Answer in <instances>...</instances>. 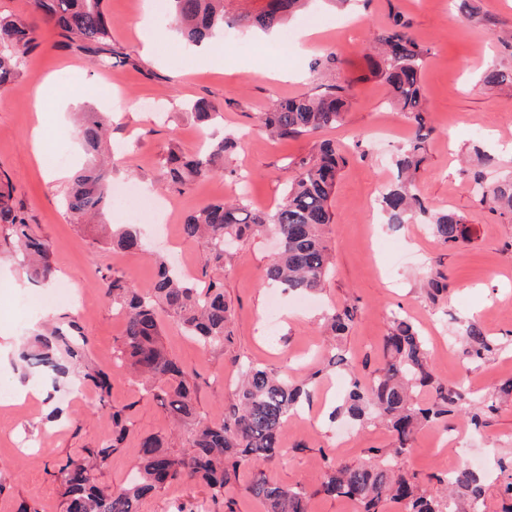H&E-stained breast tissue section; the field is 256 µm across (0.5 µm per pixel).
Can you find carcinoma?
Masks as SVG:
<instances>
[{"mask_svg":"<svg viewBox=\"0 0 512 512\" xmlns=\"http://www.w3.org/2000/svg\"><path fill=\"white\" fill-rule=\"evenodd\" d=\"M170 23L188 43L198 46L231 29L271 31L305 8L309 0H267L258 10L236 6L237 0H169ZM33 11L57 30L63 47L90 58L102 68L125 63L128 54L112 43V21L104 0H31ZM410 24L399 14L374 38L378 54L373 58L376 74L389 88L394 110L410 119L415 127L409 143L394 160L396 175L381 192L378 202L385 222L406 224L419 217L435 237L446 245L470 240V228L452 213H437L414 192L413 174L423 161L424 143L432 132L421 94L423 64L431 49L409 32ZM39 46L36 27L27 20L0 14V89H5L20 73L22 59ZM483 82L490 87L512 84V71L490 67ZM349 84L326 85L317 94H305L274 102L261 116L265 131L277 140H288L334 128L342 120L348 103ZM199 121L213 120L219 107L201 99L194 105ZM108 122L96 112L84 114L77 133L91 156L88 167L78 173L66 197L68 213L76 221L106 216L112 205V178L99 161ZM234 146L229 137L213 140L196 155L174 151L167 158L171 186L181 190L199 176L223 174L224 155ZM343 157L330 141L294 162V171L283 201L272 211L249 207L239 197L231 202L211 203L191 213L181 232L185 241L201 246L205 267L221 271L228 241L271 232L281 240V248L262 271V280L288 292L312 293L321 290L333 266L325 245L324 232L333 223L330 198L335 190ZM480 203L492 212L512 214V178L488 183L484 173L472 175ZM29 222L14 200L10 176L0 172V227L10 231L28 259V271L36 278L51 276L49 247L27 232ZM109 243L127 252H145L146 244L133 224L111 228ZM156 279L147 291L136 288L125 277H105V297L124 315V331L116 359L127 362L145 378V390L160 402L170 417L188 427L180 448L170 446L165 437L149 435L138 449V477L118 489L102 486L99 473L106 466L127 433V408L111 405L112 383L107 374L94 372L86 379L95 389L102 409L112 410V446L86 448L77 458L58 465L62 512H138L139 503L167 485L188 479L202 482L212 493V502L224 501V512H236L235 501L224 497L225 490L239 483L240 471L250 469L251 479L241 492L262 502L266 512H308L312 491L302 485H281L269 481L263 466L284 451L281 432L288 419L313 397L314 372L302 381H293L251 361L239 363L240 381L236 402L224 410V422L207 423L197 418L194 403L196 384L169 356L160 342L159 312L177 319L189 335L205 346L232 345V307L224 296V282L212 278L201 289L173 272L170 263L155 258ZM354 308H334L326 316L330 331L338 336L353 321ZM79 331L69 323V331L55 329L35 335L36 349H23L21 360L61 372L54 359L62 349L70 357L82 354L72 339ZM466 353L474 361L485 359L495 344L476 323L462 328ZM327 366L351 376L348 393L329 413V419L346 417L362 426L372 419L383 423L394 437L390 458L382 463L351 465L330 461L320 475L316 492L343 497L357 503L361 512H382L386 501L397 502L404 512H485V483L476 470L461 465L437 478L442 492L432 494L415 478L395 469L394 461L408 448L414 435L431 426L448 428V418L465 414L479 426L482 417L497 410L498 399H477L463 384L446 386L433 374L429 349L413 323L392 315L383 342V359L369 381L358 377V364L339 348L332 349ZM429 389L428 404L414 399L417 389Z\"/></svg>","mask_w":512,"mask_h":512,"instance_id":"cac0c4a2","label":"carcinoma"}]
</instances>
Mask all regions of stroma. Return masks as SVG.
<instances>
[{"label": "stroma", "mask_w": 512, "mask_h": 512, "mask_svg": "<svg viewBox=\"0 0 512 512\" xmlns=\"http://www.w3.org/2000/svg\"><path fill=\"white\" fill-rule=\"evenodd\" d=\"M480 14L465 20L450 0H353L342 8L334 0H315L308 10L269 36L243 35L238 43L217 39L208 60L194 70L180 71L174 60L186 53L182 42L169 46L166 58L149 59L141 51L136 23L145 0H105L112 21V39L132 57L131 64L101 69L82 55L59 46L52 24L39 25V46L27 55L6 96H0V170L14 184V198L23 204L32 233L49 245L51 280L30 279L12 243L0 239V392L23 393L22 403L0 405V512H18L20 504L39 512H61L59 460L85 448L112 442L110 410L99 409L87 372L107 373L112 380V407L128 410L129 433L112 453L99 476L102 485L128 484L138 463V445L147 435H169L171 417L141 382L117 361L124 319L104 295V278L115 273L137 288L152 285L157 268L152 254L112 249L93 224L71 223L64 196L84 161L72 127V111L63 101H76L81 111L113 106L112 132L104 149L112 157L114 189L133 187L170 203L169 223L179 230L199 207L245 194L252 208L277 207L292 174V164L315 153L325 140L339 144L345 162L331 200L334 222L325 231L334 268L321 291L281 295L277 313L268 310L273 291L261 281L263 268L276 252L265 234L239 242L224 264V294L232 307L234 342L228 349L202 348L171 318H164L161 342L197 382L196 408L201 419L220 422L237 381L233 357L251 360L299 378L307 374L331 346L353 354L375 369L383 356V338L390 312L408 316L425 336L431 367L444 384H465L490 397L512 378V216L490 212L472 191L470 174L486 178L512 175V87L480 83L490 65L512 70V48L497 33L512 31V0H478ZM411 23V33L431 49L422 76V90L433 128L425 143L417 187L437 211L453 212L472 230L470 241L442 244L421 221L388 228L377 207L381 187L392 175V158L414 131L389 103V90L377 76L366 46L392 12ZM317 30L321 41L309 48L301 38ZM287 40L289 53L280 59L272 48ZM336 53L333 70H313L315 60ZM53 77L56 96L44 117L29 101L46 77ZM331 80L349 84L347 110L336 128L286 141L267 136L260 114L273 100L319 92ZM199 99L219 106L217 129L202 126L191 110ZM44 125L43 147L51 157L66 156L61 178L47 181L31 146V131ZM233 136L236 148L226 155V175L195 180L187 189H169L165 160L170 150L199 151L212 133ZM364 145H357V138ZM481 144L497 150L495 167L483 168L474 153ZM444 278L448 288L430 296L429 284ZM70 289V301L50 303L54 289ZM356 306L344 335L332 337L323 326L329 309ZM77 321L86 339L85 355L71 362L65 377L48 370L25 368L19 352L50 324ZM476 322L500 348L473 363L458 336L463 325ZM341 400L318 386L310 406L292 416L282 431L285 454L265 468L267 478L315 488L328 460L369 463L375 453H389L393 440L382 425L338 433L346 421L329 423L327 415ZM348 429V428H347ZM473 457L485 477L486 512H502L505 477L494 460L512 455V403L488 414L481 429L465 417L447 429L420 430L400 460L403 472L426 490L437 475L457 468L462 456ZM207 486L189 480L168 485L143 500L140 512H173L178 503H202Z\"/></svg>", "instance_id": "stroma-1"}]
</instances>
